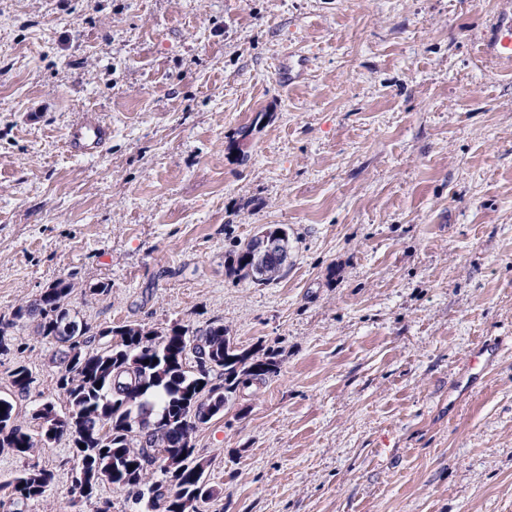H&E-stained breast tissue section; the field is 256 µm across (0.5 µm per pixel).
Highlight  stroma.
<instances>
[{
	"mask_svg": "<svg viewBox=\"0 0 512 512\" xmlns=\"http://www.w3.org/2000/svg\"><path fill=\"white\" fill-rule=\"evenodd\" d=\"M503 2L0 0V312L67 279L91 324L279 350L194 435L207 512H512V61L482 52ZM88 111L112 140L76 157ZM270 224L286 274H231ZM14 335L30 400L58 399L56 345ZM70 456L36 455L55 481L26 512L65 507ZM497 347L495 343L487 341L480 342L474 349L464 373L453 388L460 389L463 395L471 392L475 388L477 381L492 362V359L496 355ZM464 380H466L465 383Z\"/></svg>",
	"mask_w": 512,
	"mask_h": 512,
	"instance_id": "1",
	"label": "stroma"
}]
</instances>
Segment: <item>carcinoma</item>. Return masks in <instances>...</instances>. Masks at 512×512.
<instances>
[{"label": "carcinoma", "mask_w": 512, "mask_h": 512, "mask_svg": "<svg viewBox=\"0 0 512 512\" xmlns=\"http://www.w3.org/2000/svg\"><path fill=\"white\" fill-rule=\"evenodd\" d=\"M253 248L252 238L235 245L231 272L262 283L279 279L272 268L254 269ZM74 288L61 279L0 313V359L13 361L11 396H0V448L31 456L51 440L42 429L50 422L54 437L70 438L72 469L86 475L83 490H69L70 506L94 499V512H112V500L98 496L108 484L127 491L138 512H200L219 490L209 482L210 462L198 455L194 433L204 415L224 414L240 390L274 376L276 353L239 347L222 325L94 326L67 308ZM30 322L37 335L62 347L56 387L63 408L51 400L31 404L25 416L35 429L20 421L17 399L29 396L35 377L12 334ZM54 478L36 464L19 470L0 484V512H25Z\"/></svg>", "instance_id": "carcinoma-1"}]
</instances>
